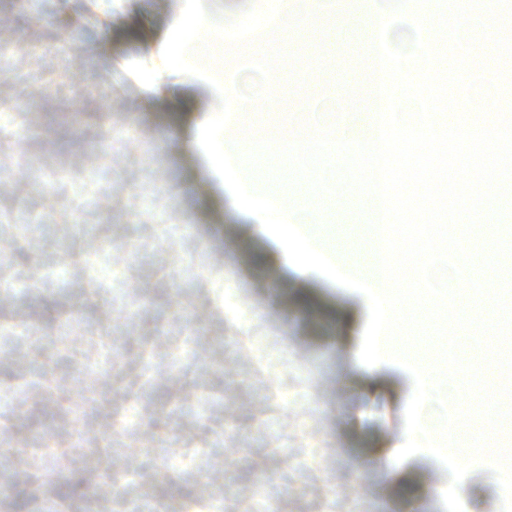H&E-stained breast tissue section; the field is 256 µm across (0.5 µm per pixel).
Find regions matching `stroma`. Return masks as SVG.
<instances>
[{"label": "stroma", "mask_w": 512, "mask_h": 512, "mask_svg": "<svg viewBox=\"0 0 512 512\" xmlns=\"http://www.w3.org/2000/svg\"><path fill=\"white\" fill-rule=\"evenodd\" d=\"M181 0H0V216L22 214L25 241L0 233V262L16 277L0 282V333L24 325L0 355V387L28 374L32 347L56 354L51 328L73 316L110 334L139 374L144 355L158 372L151 396L135 404L122 382L93 379L111 410L79 408L75 380L83 363L60 366L55 395L37 399L36 430L11 424L0 448V483L19 490L31 479L20 451L48 435L67 442L66 420L81 412L87 436L125 434L117 465L167 512H443V466L423 452L409 463V490L384 473L375 447L398 436L420 395L412 363L390 360L379 389L350 361L359 331L375 318L371 289L322 274L298 282L260 262L269 231L283 224L264 210L267 234L235 210L223 170L205 175L204 159L181 143L179 104L205 118L217 106L202 79L163 70L156 41ZM349 0H289L275 34L300 62L274 74V100L242 105L245 117L295 134L314 120L358 130L375 118L369 66L378 18L342 16ZM133 58L158 69L151 94L126 75ZM357 198H331L306 210L337 240L366 243L368 220ZM180 447L165 472L131 446ZM86 480L66 512H93L109 493L87 456Z\"/></svg>", "instance_id": "obj_1"}]
</instances>
